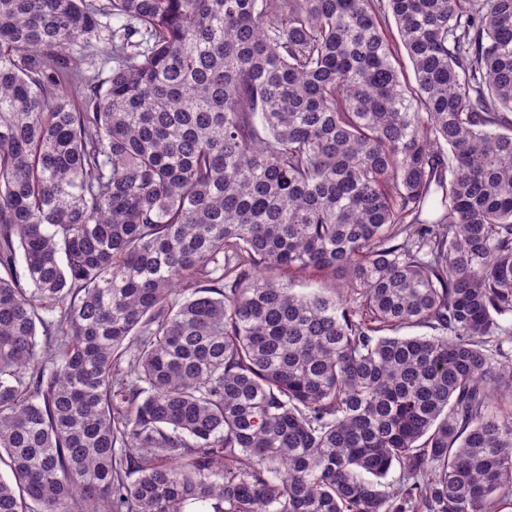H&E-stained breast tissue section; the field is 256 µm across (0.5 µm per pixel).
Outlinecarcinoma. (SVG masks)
<instances>
[{"instance_id":"1","label":"carcinoma","mask_w":512,"mask_h":512,"mask_svg":"<svg viewBox=\"0 0 512 512\" xmlns=\"http://www.w3.org/2000/svg\"><path fill=\"white\" fill-rule=\"evenodd\" d=\"M0 268V512L512 510V0H0ZM387 24H388V30H386V31H387L389 39L392 42L393 47H394L395 60L393 62L397 68H400L401 70H403L404 73L412 79V77H413L412 66H411V63L409 61V58L407 56L405 49L403 48V46L401 45V43L398 39L395 22L390 13L388 14Z\"/></svg>"}]
</instances>
